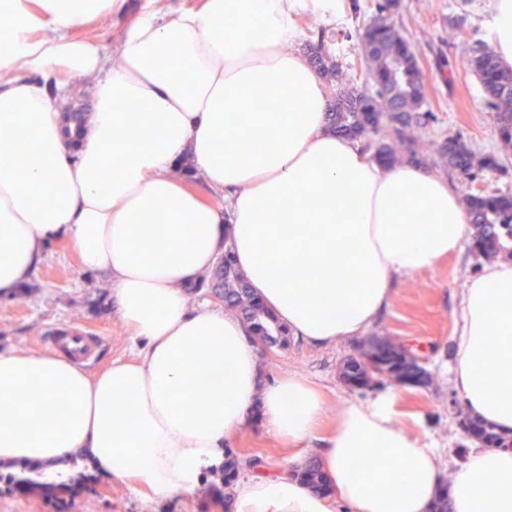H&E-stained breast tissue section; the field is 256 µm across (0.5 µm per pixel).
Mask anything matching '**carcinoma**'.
Listing matches in <instances>:
<instances>
[{
  "mask_svg": "<svg viewBox=\"0 0 512 512\" xmlns=\"http://www.w3.org/2000/svg\"><path fill=\"white\" fill-rule=\"evenodd\" d=\"M394 0H377L376 10L359 34L361 55L374 89L347 85L339 63L327 54L324 36L308 45L312 63L319 73L336 82V98L330 105L328 125L340 135L359 139L379 163L394 167L403 162L425 164L427 146L421 130L429 114L427 91L416 54L406 37L391 20ZM469 70L480 81L493 112L500 142L512 149V69L504 68L493 52L482 44L470 47ZM440 159L456 174L475 228L474 249L483 257L512 255V193H485L473 188L482 172L502 168L499 158L488 154L476 158L467 144L450 137L438 148ZM194 292L213 293L241 318L249 335L260 346L285 347L288 327L279 323L255 296L243 273L235 266L230 250L190 286ZM342 371L347 379L361 385L380 386L384 381L427 387L429 373L415 360L404 355L402 345L387 336H373L364 342L356 356L349 358ZM464 424L482 428L484 439L498 448H512V435H506L475 417L464 416ZM299 476L314 491L327 490L317 461L308 462ZM3 490L17 488L25 492L35 506H47L54 512H66L69 501L82 492H96L92 477L81 483L68 477L52 483L31 469L0 475Z\"/></svg>",
  "mask_w": 512,
  "mask_h": 512,
  "instance_id": "cac0c4a2",
  "label": "carcinoma"
}]
</instances>
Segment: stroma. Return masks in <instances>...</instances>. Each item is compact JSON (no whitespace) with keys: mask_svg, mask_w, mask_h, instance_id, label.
Returning <instances> with one entry per match:
<instances>
[{"mask_svg":"<svg viewBox=\"0 0 512 512\" xmlns=\"http://www.w3.org/2000/svg\"><path fill=\"white\" fill-rule=\"evenodd\" d=\"M377 0H340L336 14L326 17L308 11L296 16V37L290 50L305 52L313 32L325 30L327 47L355 83L367 81L358 45V31L373 15ZM392 20L414 47L427 88L429 123L424 140L431 153L428 172L456 185L436 153L444 140L463 139L476 156L499 155L505 167L501 173L484 174L485 191L512 192V151H502L486 96L465 60L471 45L481 42L496 47V0H397ZM142 0H126L119 16L102 22L76 26L72 34L96 41L104 54L115 50L122 30L137 19ZM471 242L431 268L401 278L395 296L371 328L374 336H389L417 349L425 369L432 376L427 387L398 383L382 390H353L339 377L343 362L354 355L357 340L335 346L316 347L291 339L284 348H273L260 358L263 380L295 375L307 379L321 391L327 413L318 429L326 435L336 424L339 411L350 403L375 398L384 391L394 396V421L412 437L447 457L450 449L463 443L458 426L463 403L448 383L450 337L453 329L454 293L468 278L485 266ZM67 330L94 336L92 357L82 362L89 375L103 372L112 359L128 355L129 332L122 324L112 299V283L99 272L81 268L75 246L66 240L52 243L40 267L31 277L28 290L20 296L0 298V349L20 348L47 351L46 336ZM239 462L240 473H248L254 460L264 467L287 469L293 454L303 459L316 457V448L293 451L267 435L259 423L240 431L229 444ZM99 495L76 496L69 512H141L142 504L153 502L154 512H205L198 496L176 494L151 500L147 493L128 484L98 476Z\"/></svg>","mask_w":512,"mask_h":512,"instance_id":"stroma-1","label":"stroma"}]
</instances>
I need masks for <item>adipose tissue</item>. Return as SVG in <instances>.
Returning <instances> with one entry per match:
<instances>
[{
  "mask_svg": "<svg viewBox=\"0 0 512 512\" xmlns=\"http://www.w3.org/2000/svg\"><path fill=\"white\" fill-rule=\"evenodd\" d=\"M123 2L0 0V296L69 239L85 269L109 276L133 332L131 359L96 376L66 355L0 349V462L50 468L81 452L163 499L198 493L252 417L299 446L324 414L304 379L262 381L236 315L189 306L187 288L224 250L291 336L330 346L364 336L398 278L455 252L472 227L446 179L383 167L328 127L324 83L288 45L299 9L336 0H202L170 17L146 0L107 65L70 31ZM62 70L100 75L73 150ZM252 95L278 111H245ZM184 162L222 205L181 185ZM451 340L453 392L512 430V263L459 288ZM393 400L350 404L324 438L334 498L294 471H256L231 512H431L443 488L452 512H512V449L475 446L444 474L437 451L395 424Z\"/></svg>",
  "mask_w": 512,
  "mask_h": 512,
  "instance_id": "adipose-tissue-1",
  "label": "adipose tissue"
}]
</instances>
